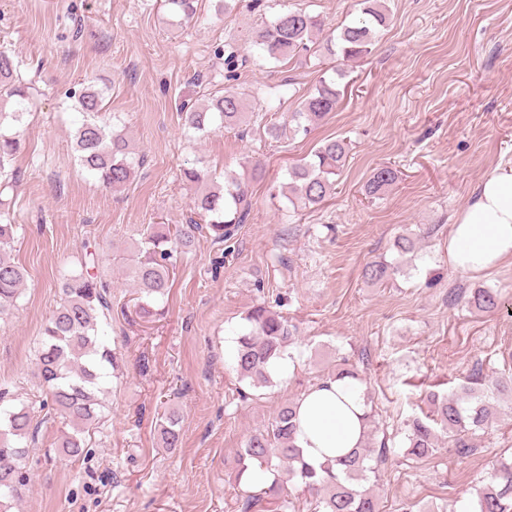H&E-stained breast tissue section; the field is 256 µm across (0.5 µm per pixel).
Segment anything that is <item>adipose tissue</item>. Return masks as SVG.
<instances>
[{
    "label": "adipose tissue",
    "instance_id": "1",
    "mask_svg": "<svg viewBox=\"0 0 512 512\" xmlns=\"http://www.w3.org/2000/svg\"><path fill=\"white\" fill-rule=\"evenodd\" d=\"M512 259V167L494 171L477 186L454 219L448 263L458 271L487 273ZM366 407L359 385L327 381L303 392L296 408V444L308 463L358 446Z\"/></svg>",
    "mask_w": 512,
    "mask_h": 512
}]
</instances>
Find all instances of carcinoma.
<instances>
[{
    "instance_id": "obj_1",
    "label": "carcinoma",
    "mask_w": 512,
    "mask_h": 512,
    "mask_svg": "<svg viewBox=\"0 0 512 512\" xmlns=\"http://www.w3.org/2000/svg\"><path fill=\"white\" fill-rule=\"evenodd\" d=\"M165 2L178 23L195 17L196 0ZM360 2L361 16L326 41L327 55L352 61L371 53L380 28L386 26L387 9L383 0ZM324 26V20L316 15L287 11L256 33L254 45L264 57L284 61L310 50ZM18 68L12 56L0 51V107L13 101L12 111H0V193L16 184L12 161L21 149L23 121L33 105L32 87L19 77ZM71 97L76 99L81 115L75 135L80 166L106 187L125 185L133 177L139 159L133 156L128 139L117 129L113 118L105 115L103 91L89 84L72 92ZM339 97L336 80L321 78L293 114L292 131L308 132L310 126L336 110ZM245 109V98L227 88L223 95L212 96L203 103L183 105L180 112L184 126L211 133L239 126ZM345 155L344 141L325 140L310 159L288 171V201L294 206L323 203L334 190ZM395 178L392 169H378L368 192L378 193ZM183 181L196 190L193 205L201 221L190 218L173 229L151 224L124 258L127 274L138 290L137 309L144 318L152 316L155 306L168 294L177 255L190 250L196 234L205 230L219 243L229 241L250 207L248 187L236 179H226L218 186L205 168L193 166L183 170ZM15 230L10 213L0 210V313L14 305L25 279L24 268L7 258ZM77 263L79 270L68 274L61 283V302L44 327L38 351L39 377L46 388L40 409L64 419L65 428L59 430L55 447L59 454L74 461L88 453V437L103 422L105 385L122 363L121 352L101 334L103 324L112 318L111 286L98 271L96 253H85ZM399 273V267L382 260L372 261L363 269L364 278L372 282L392 280ZM468 303L480 312L494 313L501 306V298L495 290L476 288ZM245 320L248 328L238 335L232 361L237 373L250 385L265 386L271 381V366L284 358L287 347L294 343V331L279 313L263 303L249 309ZM345 379L361 382L358 371L345 361L324 377L326 381ZM483 384L485 379L475 377L450 395L431 396L432 415L416 417L408 424L407 454L415 458L431 454L438 441V426L455 438L459 454L468 453L462 434L483 428L490 410L482 401L469 408L463 403L474 399L476 386ZM5 398L6 393L0 392V512H11L32 481L22 460L38 436V425L25 405L1 407ZM295 405L294 401L283 404L270 426L250 435L239 451L235 481L242 483L244 473L259 465L272 476L267 491L280 500L279 512H291L294 502L284 495L279 478L284 466L288 480L295 481L310 496V512H380L375 496L357 488L373 471L368 464L370 450L366 442L318 468L310 465L295 444ZM178 425L176 411L163 416L160 436L164 447L181 444ZM475 512H512V461H498L492 481L478 492Z\"/></svg>"
}]
</instances>
